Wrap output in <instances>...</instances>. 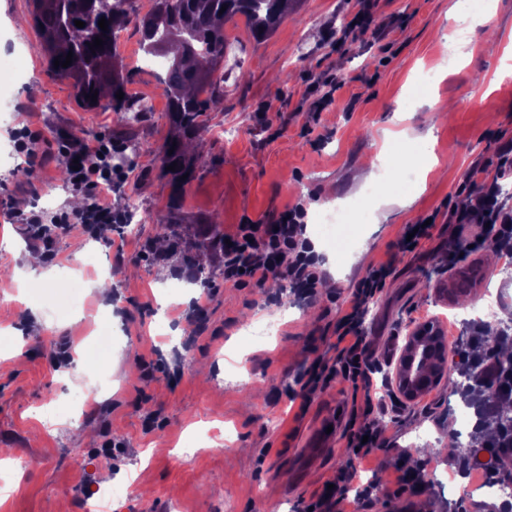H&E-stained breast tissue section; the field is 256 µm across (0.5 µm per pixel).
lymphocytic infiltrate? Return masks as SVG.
Masks as SVG:
<instances>
[{
    "mask_svg": "<svg viewBox=\"0 0 512 512\" xmlns=\"http://www.w3.org/2000/svg\"><path fill=\"white\" fill-rule=\"evenodd\" d=\"M67 160H78L79 167L70 171L72 185L86 189V203L82 210L56 213L50 219L42 215L26 216L37 238L48 241L59 231L77 226L101 230L119 223L120 217L112 211V150L111 137L73 136L60 146ZM512 178V140L496 148L494 166H474L470 181H481L479 192L468 195L464 205L448 212L452 224H477L480 234L472 242L462 243L449 251L448 266L464 262L472 248L491 241L512 250V209L499 199L501 181ZM306 209L295 205L276 220L275 224L260 221L238 225L231 235L230 246L218 253L219 267L224 280L235 287L261 284L275 277L302 294L315 293L326 276L306 235ZM390 273L386 264L369 266L356 289L350 312L341 317L336 327V357L334 361H315L309 369V387L328 386L335 377L371 384L369 345L360 328L361 314L382 290ZM481 331H474L466 347L470 365L483 381L493 388L497 398L512 399V367L504 365L485 346ZM386 408L383 401L365 395L354 405L350 423L345 431L352 458L361 459L373 454L380 443L381 431L376 426V414ZM463 464L468 471L480 473L484 479L498 478L512 469V428L496 430L495 434L477 447L464 449Z\"/></svg>",
    "mask_w": 512,
    "mask_h": 512,
    "instance_id": "f902f5d3",
    "label": "lymphocytic infiltrate"
}]
</instances>
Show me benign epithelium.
I'll use <instances>...</instances> for the list:
<instances>
[{"label":"benign epithelium","mask_w":512,"mask_h":512,"mask_svg":"<svg viewBox=\"0 0 512 512\" xmlns=\"http://www.w3.org/2000/svg\"><path fill=\"white\" fill-rule=\"evenodd\" d=\"M447 337L434 322L418 324L408 329L406 349L396 361L391 381L408 401L420 397L428 385L439 384L447 374V361L434 358Z\"/></svg>","instance_id":"benign-epithelium-1"}]
</instances>
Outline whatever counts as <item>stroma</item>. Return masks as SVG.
I'll return each instance as SVG.
<instances>
[{"label": "stroma", "mask_w": 512, "mask_h": 512, "mask_svg": "<svg viewBox=\"0 0 512 512\" xmlns=\"http://www.w3.org/2000/svg\"><path fill=\"white\" fill-rule=\"evenodd\" d=\"M455 0H375L376 23L400 18L389 47L350 25L352 0H302L265 41H255L243 18L227 22L224 90L200 118L198 141L206 167L195 173L180 198L160 175L157 147L172 131L161 69L151 65L135 29L122 31L117 52L128 74L132 100H149L134 133L115 112L85 110L70 84L51 78L28 0H0V64L17 63L13 80L0 67V97L12 103L0 113V512H82L96 485L124 486L138 469L146 486L125 491L102 512H302L349 459L347 440L324 446L316 424L347 409L353 387L335 379L328 388L301 397L299 380L317 358L333 357L336 321L368 266L391 262L378 299L363 315L382 383L401 354L407 329L436 322L448 337L473 329L512 327V258L491 254L489 245L465 262L474 273L470 290L457 293L443 261L457 237L437 226L418 255L402 253L405 225L434 211H447L471 190L466 176L490 162L498 142L512 139V75L501 73L500 54L483 51L486 41L512 42V0H495L478 22L459 28L450 15ZM25 17L23 27L9 22ZM461 29L472 53L450 57L445 34ZM344 73L347 84L317 116L309 88L325 72ZM412 121H401L405 112ZM27 124L40 136L30 146L53 162L29 180L12 177L20 161L10 132ZM80 131L109 135L123 151L113 165H129L124 184L112 193L123 218L139 214L136 237L123 229L93 238L81 229L58 235L54 261L41 274L26 272L28 254H43L11 225L12 214L70 207L82 189L68 180L62 139ZM419 154L415 180L402 166H382L378 155ZM414 196L400 206L402 196ZM370 201L366 216L353 219L338 246L321 238L316 224L306 235L322 257L328 284L301 298L284 282L268 279L237 288L215 277L209 285L187 283L185 265L173 257H147L145 241L162 242L158 214L173 207L178 231L192 259L210 222L234 232L237 225L278 217L301 202L308 215L347 210ZM112 265V295L101 294L99 266ZM174 310L159 318L152 290L160 272ZM496 298L494 324L468 307ZM203 302L204 320L189 319ZM82 317L85 330L71 321ZM274 324L272 336L244 342L246 327ZM106 362L111 393L92 401L96 362ZM471 407L447 383H439L399 411L376 418L383 450L358 461L361 481L377 480L374 502L349 496L354 512L375 504L416 512H477L484 493L435 489L433 478L458 472L460 459L440 454L449 438L470 445L471 424L460 415ZM80 417L89 433L68 429ZM163 446L147 455L150 445ZM415 462L420 484L398 490L392 466L396 449Z\"/></svg>", "instance_id": "1"}]
</instances>
